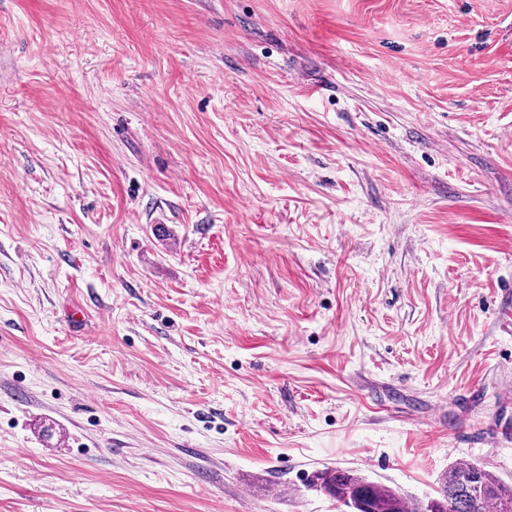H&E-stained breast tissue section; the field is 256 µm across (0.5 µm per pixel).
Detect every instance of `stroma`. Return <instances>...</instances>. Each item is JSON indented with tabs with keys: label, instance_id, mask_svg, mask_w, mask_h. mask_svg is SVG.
<instances>
[{
	"label": "stroma",
	"instance_id": "35a3bbf8",
	"mask_svg": "<svg viewBox=\"0 0 512 512\" xmlns=\"http://www.w3.org/2000/svg\"><path fill=\"white\" fill-rule=\"evenodd\" d=\"M512 484V0H0V512Z\"/></svg>",
	"mask_w": 512,
	"mask_h": 512
}]
</instances>
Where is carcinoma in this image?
Returning <instances> with one entry per match:
<instances>
[{
    "mask_svg": "<svg viewBox=\"0 0 512 512\" xmlns=\"http://www.w3.org/2000/svg\"><path fill=\"white\" fill-rule=\"evenodd\" d=\"M308 489L326 494L351 512H512V485L470 462L448 467L438 496L425 504H412L393 488L352 470L318 471Z\"/></svg>",
    "mask_w": 512,
    "mask_h": 512,
    "instance_id": "1",
    "label": "carcinoma"
}]
</instances>
